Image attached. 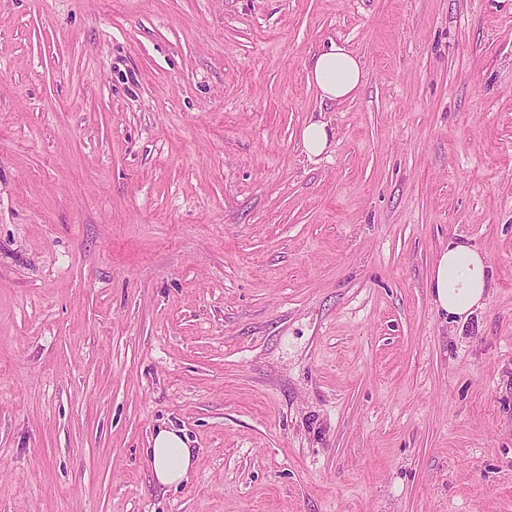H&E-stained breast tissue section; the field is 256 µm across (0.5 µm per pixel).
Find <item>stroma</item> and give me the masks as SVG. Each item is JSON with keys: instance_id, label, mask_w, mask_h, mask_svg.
<instances>
[{"instance_id": "stroma-1", "label": "stroma", "mask_w": 512, "mask_h": 512, "mask_svg": "<svg viewBox=\"0 0 512 512\" xmlns=\"http://www.w3.org/2000/svg\"><path fill=\"white\" fill-rule=\"evenodd\" d=\"M0 512H512V0H0ZM363 73L358 57L331 43L317 54L308 70V80L321 100L342 103L353 98L362 83ZM330 133L323 122H307L301 131V141L304 152L309 159L321 156L329 145ZM486 257L475 248L451 240L438 252L431 269L429 287L439 313L464 323L482 305L492 286ZM179 430L160 427L154 432L146 449L151 462L152 477L160 487H177L188 480L194 468L196 455L194 448L179 434Z\"/></svg>"}]
</instances>
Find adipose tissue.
I'll return each instance as SVG.
<instances>
[{"instance_id":"obj_1","label":"adipose tissue","mask_w":512,"mask_h":512,"mask_svg":"<svg viewBox=\"0 0 512 512\" xmlns=\"http://www.w3.org/2000/svg\"><path fill=\"white\" fill-rule=\"evenodd\" d=\"M363 79L358 57L333 44L317 54L308 70V80L321 100L341 103L355 96ZM429 286L439 312L453 322H466L482 305L492 286L490 266L475 248L449 241L438 252ZM152 477L161 487H177L195 466V451L178 430L162 427L154 432L147 450Z\"/></svg>"}]
</instances>
